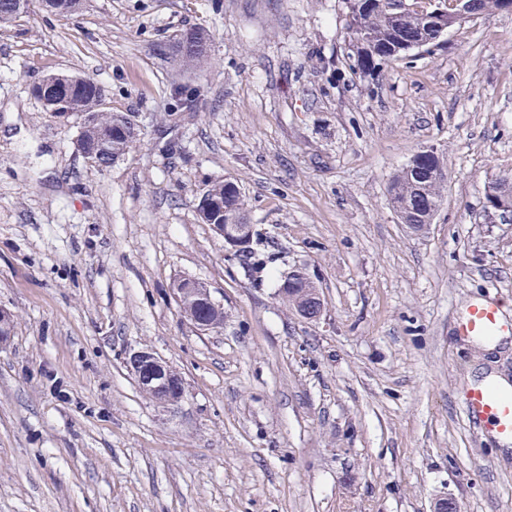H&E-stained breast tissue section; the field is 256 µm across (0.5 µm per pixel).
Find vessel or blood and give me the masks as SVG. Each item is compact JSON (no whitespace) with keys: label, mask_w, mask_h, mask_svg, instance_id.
Masks as SVG:
<instances>
[{"label":"vessel or blood","mask_w":512,"mask_h":512,"mask_svg":"<svg viewBox=\"0 0 512 512\" xmlns=\"http://www.w3.org/2000/svg\"><path fill=\"white\" fill-rule=\"evenodd\" d=\"M459 335L469 338L512 336V316L506 315L492 298L472 302L459 317ZM463 408L472 423L493 429L499 439L512 442V389L504 391L492 384L466 389Z\"/></svg>","instance_id":"1"}]
</instances>
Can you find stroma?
Returning a JSON list of instances; mask_svg holds the SVG:
<instances>
[{
  "instance_id": "35a3bbf8",
  "label": "stroma",
  "mask_w": 512,
  "mask_h": 512,
  "mask_svg": "<svg viewBox=\"0 0 512 512\" xmlns=\"http://www.w3.org/2000/svg\"><path fill=\"white\" fill-rule=\"evenodd\" d=\"M345 0H29L0 28V512H512V452L462 409L471 377L512 376V347L455 330L478 298L512 312V13L363 73ZM207 30L195 67L181 34ZM76 74L142 136L100 169L81 118L33 87ZM434 148L447 183L411 233L388 186ZM231 179L267 256L252 270L197 216ZM305 268L302 319L278 286ZM189 276L224 324L173 295ZM183 379L169 405L129 364ZM485 217L489 224H510L512 222V199L497 197L495 190L487 192ZM298 275L299 277L306 279L309 281L308 275L302 270H293L290 272V276ZM288 276L287 274L283 280H281L280 284V292L279 296L284 302H287L289 305L293 306L295 309L297 306H300L304 303L312 293L317 289L315 283L306 282L302 284H298L297 287L288 284ZM323 300L316 290V292L310 297V302L305 304L304 307L297 309L300 317L307 321H316L320 318L323 312ZM191 288H187V284L183 282L182 278L175 281L173 288H187L184 290H177L174 292V296L179 304L182 303L186 298H190L192 296H197L200 298L202 302H196V300L191 299L182 308V312L185 314L189 320L199 321L196 323V326L202 331H213L218 329L219 327L209 324L207 322H215L216 325H223L224 322V311L221 309H214L208 306L205 301L210 303L215 307H219V305L214 301L211 296L210 290L199 283H194L191 279ZM204 320V321H200ZM207 321V322H206ZM130 364L143 388L152 392H175L178 400L185 394L184 382L171 374L172 368L166 361L148 350L134 352Z\"/></svg>"
}]
</instances>
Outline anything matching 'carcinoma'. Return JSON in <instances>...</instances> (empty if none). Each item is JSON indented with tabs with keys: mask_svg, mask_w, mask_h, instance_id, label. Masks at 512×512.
<instances>
[{
	"mask_svg": "<svg viewBox=\"0 0 512 512\" xmlns=\"http://www.w3.org/2000/svg\"><path fill=\"white\" fill-rule=\"evenodd\" d=\"M27 6V0H0V25H8L19 17L20 11ZM347 29L350 46L356 48L357 64L365 73H372L393 59L391 46L395 39L410 36L420 39L437 40L439 31L430 21L417 13L393 18L385 9L384 0H347ZM208 34L202 28L190 33V41L181 50L183 62L191 66L202 57L200 45L207 44ZM99 88L88 84L73 92L64 105L68 113L90 114L92 120L82 127L80 138L89 146L100 142L108 145V155L120 158L140 139V126L126 119L125 133L115 132V123L122 115L104 112L98 108ZM412 169H402L389 184V197L392 208L404 224H423L428 216L435 214L441 203V192L446 178V170L439 155L424 156L418 152L413 155ZM421 169L436 174L422 189H417L413 170ZM207 194L224 203V223H246V209L242 195L236 183L218 182L207 189ZM317 289L313 282L293 286L288 279L280 284L279 296L293 307L304 303ZM182 312L191 321L204 320L218 325L224 322V311L214 309L204 302L189 300Z\"/></svg>",
	"mask_w": 512,
	"mask_h": 512,
	"instance_id": "obj_1",
	"label": "carcinoma"
}]
</instances>
